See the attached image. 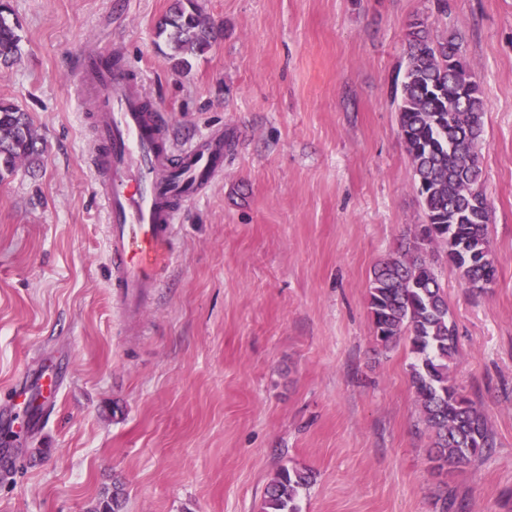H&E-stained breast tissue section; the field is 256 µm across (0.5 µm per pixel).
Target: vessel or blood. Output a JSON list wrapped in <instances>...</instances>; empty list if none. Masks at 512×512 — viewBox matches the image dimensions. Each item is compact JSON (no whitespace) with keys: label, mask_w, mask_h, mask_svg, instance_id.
Returning <instances> with one entry per match:
<instances>
[{"label":"vessel or blood","mask_w":512,"mask_h":512,"mask_svg":"<svg viewBox=\"0 0 512 512\" xmlns=\"http://www.w3.org/2000/svg\"><path fill=\"white\" fill-rule=\"evenodd\" d=\"M81 97H93L101 152L93 159L95 191L107 222L111 285L135 295L163 285L173 258L172 238L185 199L199 196L224 164V143L207 136L174 147L164 115L149 108L138 76L88 57L78 67ZM59 372L33 374L19 384L0 422L17 433L21 413L54 404Z\"/></svg>","instance_id":"b4317fda"}]
</instances>
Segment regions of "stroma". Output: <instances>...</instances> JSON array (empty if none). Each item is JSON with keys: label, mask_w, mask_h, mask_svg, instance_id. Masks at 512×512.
<instances>
[{"label": "stroma", "mask_w": 512, "mask_h": 512, "mask_svg": "<svg viewBox=\"0 0 512 512\" xmlns=\"http://www.w3.org/2000/svg\"><path fill=\"white\" fill-rule=\"evenodd\" d=\"M172 0H10L21 58L0 99L46 145L0 180V398L42 361L55 406L9 437L0 512H261L276 471L315 481L301 512H512V0H198L218 35L173 68L157 24ZM456 30L486 101L481 161L498 276L465 288L425 258L459 330L452 377L494 446L440 471L408 342L382 347L367 288L424 223L395 77L415 18ZM143 76L181 145L223 134L224 170L189 201L162 288L110 286L90 159L84 56Z\"/></svg>", "instance_id": "1"}]
</instances>
